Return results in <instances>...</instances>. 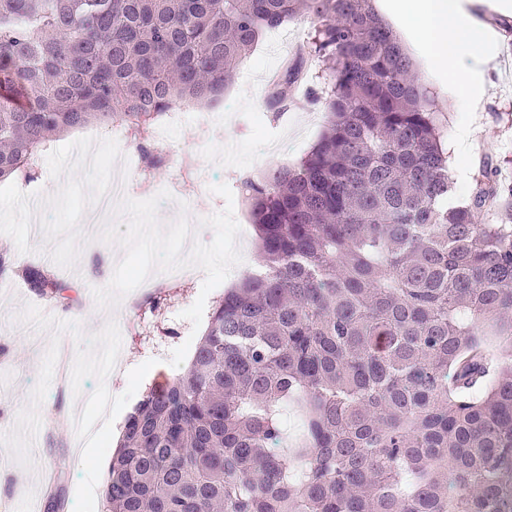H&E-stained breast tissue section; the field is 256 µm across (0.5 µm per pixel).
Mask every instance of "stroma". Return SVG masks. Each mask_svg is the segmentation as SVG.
Segmentation results:
<instances>
[{"label":"stroma","instance_id":"1","mask_svg":"<svg viewBox=\"0 0 512 512\" xmlns=\"http://www.w3.org/2000/svg\"><path fill=\"white\" fill-rule=\"evenodd\" d=\"M477 16L496 34L486 49L494 58L491 68L471 80L481 100L479 112L456 111L448 75L433 70L424 57H412L447 121L448 141H455L468 122L481 129L471 155L448 158L458 195L469 192L475 165L482 160L497 163L501 179L512 184V16H492L485 10ZM286 29L287 50L261 39L247 67L278 72L295 60L309 22L295 18ZM311 88L310 81H299L275 109L269 105L272 85L257 88L252 79L239 78L224 94L222 142L202 151L196 130H171L173 160L197 151L206 164L182 177L178 199L161 202V224L176 220L184 203L219 212L222 198L202 193L206 182L231 189L234 216L241 227H249L241 178L295 164L323 130L325 112L312 102ZM277 133L284 136L282 151L266 156L263 139ZM84 147L111 150L110 128L91 127L52 143L32 179L0 186V253L21 264L50 265L79 293L78 304L65 312L31 288L0 277V455L13 462L11 468L0 469V499L12 497L16 512H52L57 496L64 512H103L102 496L91 498L83 491L87 474L109 461L113 443L143 392L155 382L183 374V367L170 365L169 358L182 344L178 332L186 321L181 313L201 291L197 284L167 289L165 305L154 315L138 314L132 307V298L143 295L139 289L114 308L97 306L92 290L110 282L124 250L86 237L78 222L92 185L103 177L85 168L80 156ZM93 393L106 399L112 427L98 429L90 443L79 447L66 421L91 410Z\"/></svg>","mask_w":512,"mask_h":512}]
</instances>
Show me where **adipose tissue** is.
<instances>
[{
  "label": "adipose tissue",
  "instance_id": "obj_1",
  "mask_svg": "<svg viewBox=\"0 0 512 512\" xmlns=\"http://www.w3.org/2000/svg\"><path fill=\"white\" fill-rule=\"evenodd\" d=\"M468 4L469 0H379L386 15L413 17L417 47L429 51L437 70L473 77L484 73L491 58L471 51L472 43L484 39L485 33L475 27Z\"/></svg>",
  "mask_w": 512,
  "mask_h": 512
}]
</instances>
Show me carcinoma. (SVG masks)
Wrapping results in <instances>:
<instances>
[{
    "mask_svg": "<svg viewBox=\"0 0 512 512\" xmlns=\"http://www.w3.org/2000/svg\"><path fill=\"white\" fill-rule=\"evenodd\" d=\"M299 16L281 82L319 64L325 129L241 179L264 274L127 417L103 512H512V187L486 163L453 198L442 114L372 0H0V185L91 125L146 148Z\"/></svg>",
    "mask_w": 512,
    "mask_h": 512,
    "instance_id": "cac0c4a2",
    "label": "carcinoma"
}]
</instances>
